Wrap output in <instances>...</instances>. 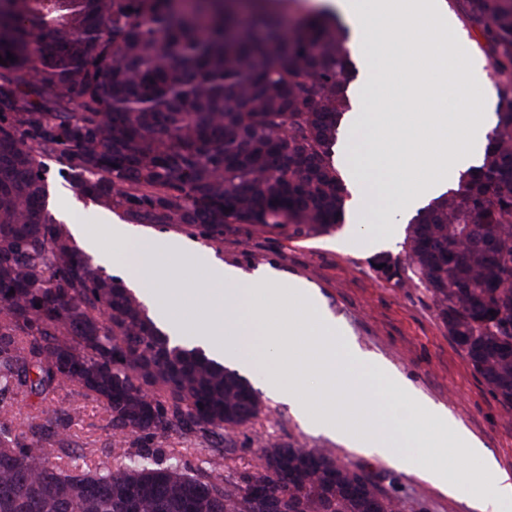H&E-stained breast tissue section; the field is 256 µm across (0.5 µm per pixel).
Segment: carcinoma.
<instances>
[{"label": "carcinoma", "instance_id": "cac0c4a2", "mask_svg": "<svg viewBox=\"0 0 512 512\" xmlns=\"http://www.w3.org/2000/svg\"><path fill=\"white\" fill-rule=\"evenodd\" d=\"M498 91L481 166L408 225L407 272L455 345L512 409V0H457ZM349 29L324 12L283 32L250 0H0V512H398L395 498L329 448L265 444L224 478L215 440L265 414L237 371L171 342L139 299L73 245L47 211L40 157L139 224L214 243L224 225L292 235L343 222L333 148L349 108ZM14 59H7V55ZM496 315H490V311ZM69 384L100 401L120 465L61 463L72 413L18 397ZM209 447L193 470L155 440Z\"/></svg>", "mask_w": 512, "mask_h": 512}]
</instances>
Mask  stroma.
Listing matches in <instances>:
<instances>
[{"label":"stroma","mask_w":512,"mask_h":512,"mask_svg":"<svg viewBox=\"0 0 512 512\" xmlns=\"http://www.w3.org/2000/svg\"><path fill=\"white\" fill-rule=\"evenodd\" d=\"M47 169V208L58 223L84 224L98 232L100 224L125 223L121 210L104 208L71 188L60 174L58 156L44 157ZM345 225L320 235L293 236L286 230L253 224H228L224 242L217 245L196 236L194 246L214 254L242 276L273 268L283 282L297 281L312 288L324 310L336 319L345 340L368 358L382 362L421 397L444 406L464 428L478 437L496 456L499 466L512 470V410H505L455 346L438 316L431 293L419 284L398 281L377 270L378 257L405 254L406 227L398 225L394 240L379 251H368L358 240H344ZM54 403L75 410L70 432L77 442L73 460L81 466L112 464L104 447L117 439L106 426L107 414L99 402L83 396L71 385L53 396ZM269 409L252 429L232 434L235 450L224 454L225 475H235L257 463L255 449L244 447L246 437L263 436L297 442L308 448L332 449L342 460L372 474L382 489L396 497L400 512H481L477 486L490 480L476 462L461 465L451 451L434 447L435 422L419 432L413 453L423 466L447 468L457 486L447 495L417 473L355 449L337 440L305 430L286 404L265 398Z\"/></svg>","instance_id":"stroma-1"}]
</instances>
